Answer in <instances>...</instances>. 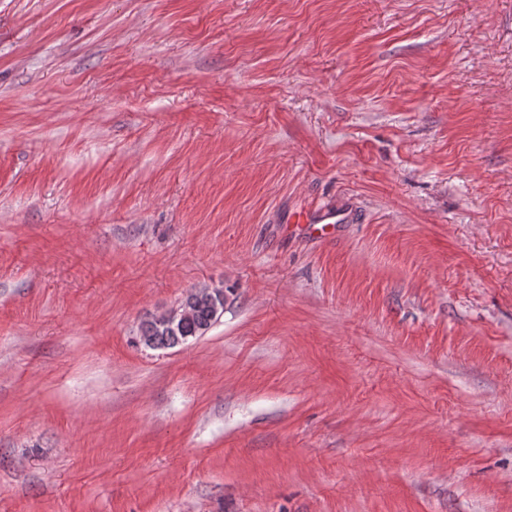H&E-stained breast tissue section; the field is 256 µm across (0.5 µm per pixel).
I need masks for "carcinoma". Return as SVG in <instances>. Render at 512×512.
I'll use <instances>...</instances> for the list:
<instances>
[{
  "label": "carcinoma",
  "instance_id": "cac0c4a2",
  "mask_svg": "<svg viewBox=\"0 0 512 512\" xmlns=\"http://www.w3.org/2000/svg\"><path fill=\"white\" fill-rule=\"evenodd\" d=\"M223 293L219 288L189 292L172 320L156 316L144 322L139 342L152 349L171 348L204 335L217 321L216 311L224 310Z\"/></svg>",
  "mask_w": 512,
  "mask_h": 512
}]
</instances>
